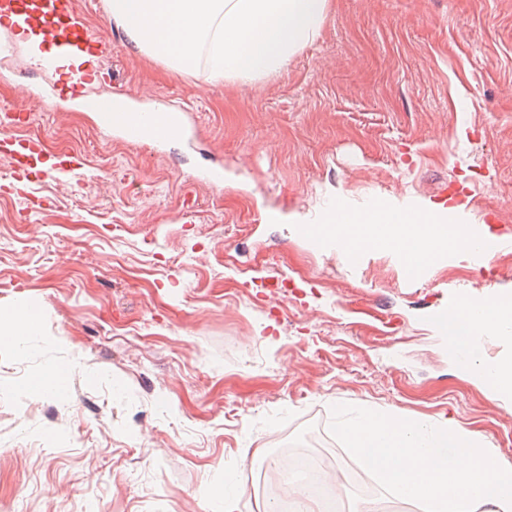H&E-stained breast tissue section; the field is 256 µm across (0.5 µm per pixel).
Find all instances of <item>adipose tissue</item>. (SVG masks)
I'll use <instances>...</instances> for the list:
<instances>
[{
  "label": "adipose tissue",
  "mask_w": 512,
  "mask_h": 512,
  "mask_svg": "<svg viewBox=\"0 0 512 512\" xmlns=\"http://www.w3.org/2000/svg\"><path fill=\"white\" fill-rule=\"evenodd\" d=\"M112 23L129 45L177 71L205 66L214 81H254L283 67L322 35L330 0H109ZM463 208L382 203L337 205L330 222L347 252L398 250L422 265L443 252L468 250L473 238L459 224ZM438 327L452 359L475 372L491 398L512 397V352L498 361L483 353L485 337L512 339V299L480 300L451 312Z\"/></svg>",
  "instance_id": "1"
}]
</instances>
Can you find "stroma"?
Wrapping results in <instances>:
<instances>
[{
    "instance_id": "stroma-1",
    "label": "stroma",
    "mask_w": 512,
    "mask_h": 512,
    "mask_svg": "<svg viewBox=\"0 0 512 512\" xmlns=\"http://www.w3.org/2000/svg\"><path fill=\"white\" fill-rule=\"evenodd\" d=\"M78 8L115 46L93 95L179 104L186 133L128 140L79 99L46 108L50 75L0 35V107L82 161L16 191L0 159V307L40 314L0 345V512H211L234 474L238 512H260L278 448L311 431L344 512L367 495L421 512L334 437L339 403L456 419L512 463V399H489L437 328L456 294L512 295V248L412 278L400 252L293 233L340 200L460 204L476 240L512 237V0H332L322 37L255 83L173 72L114 35L107 0ZM51 367L65 398L31 395Z\"/></svg>"
}]
</instances>
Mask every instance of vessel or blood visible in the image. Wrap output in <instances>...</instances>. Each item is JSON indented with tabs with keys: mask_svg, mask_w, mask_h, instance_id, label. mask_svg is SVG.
I'll use <instances>...</instances> for the list:
<instances>
[{
	"mask_svg": "<svg viewBox=\"0 0 512 512\" xmlns=\"http://www.w3.org/2000/svg\"><path fill=\"white\" fill-rule=\"evenodd\" d=\"M12 16L30 30L36 31L43 41L61 48L83 47L97 52V72H82L80 82L92 77L106 78L110 74L109 61L112 44L96 35L80 16L77 0H0V17ZM87 106L96 118L98 127L116 132L129 139L150 138L165 142L183 130L184 115L180 112H117L112 104L91 100ZM30 116L19 112L10 122H0V157L8 161L11 169L25 172L36 169L44 173H69L79 167L74 156L66 152L47 151L40 139L22 135ZM295 235L312 246L331 242L332 236L319 224H297Z\"/></svg>",
	"mask_w": 512,
	"mask_h": 512,
	"instance_id": "1",
	"label": "vessel or blood"
}]
</instances>
